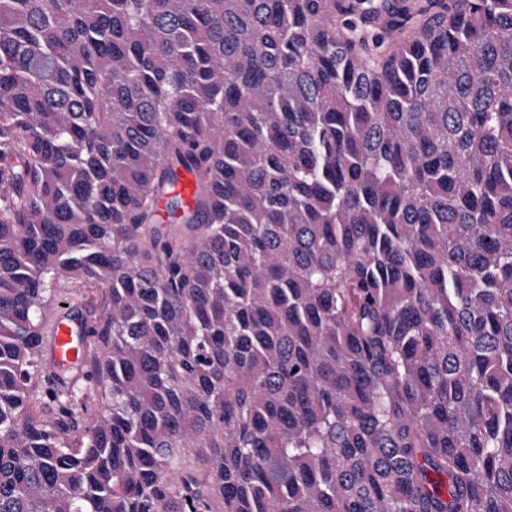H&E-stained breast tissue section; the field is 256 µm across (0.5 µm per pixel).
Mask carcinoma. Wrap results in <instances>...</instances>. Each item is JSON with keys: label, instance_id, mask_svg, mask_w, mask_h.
<instances>
[{"label": "carcinoma", "instance_id": "cac0c4a2", "mask_svg": "<svg viewBox=\"0 0 512 512\" xmlns=\"http://www.w3.org/2000/svg\"><path fill=\"white\" fill-rule=\"evenodd\" d=\"M2 185L0 512H512V0H0ZM48 362L53 371L72 372L81 367L86 340L81 311L75 306L62 307L50 320L47 336Z\"/></svg>", "mask_w": 512, "mask_h": 512}]
</instances>
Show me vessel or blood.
Listing matches in <instances>:
<instances>
[{
    "label": "vessel or blood",
    "mask_w": 512,
    "mask_h": 512,
    "mask_svg": "<svg viewBox=\"0 0 512 512\" xmlns=\"http://www.w3.org/2000/svg\"><path fill=\"white\" fill-rule=\"evenodd\" d=\"M47 350L48 362L53 371L72 372L80 368L86 340L79 308L67 306L52 315Z\"/></svg>",
    "instance_id": "vessel-or-blood-1"
}]
</instances>
